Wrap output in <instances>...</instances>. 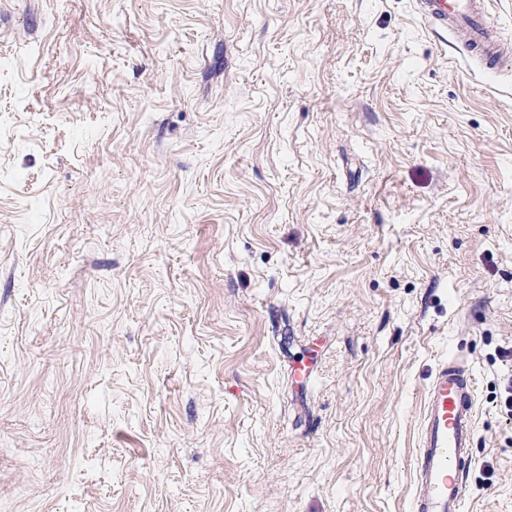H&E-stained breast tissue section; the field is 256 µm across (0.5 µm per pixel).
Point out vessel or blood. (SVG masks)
Returning <instances> with one entry per match:
<instances>
[{"label":"vessel or blood","instance_id":"1","mask_svg":"<svg viewBox=\"0 0 512 512\" xmlns=\"http://www.w3.org/2000/svg\"><path fill=\"white\" fill-rule=\"evenodd\" d=\"M486 4L487 0H417L424 21L444 32L463 30L470 57L484 70L495 71L512 57V43L489 24ZM475 435L471 377L457 361H444L428 387L421 419L414 512H462Z\"/></svg>","mask_w":512,"mask_h":512}]
</instances>
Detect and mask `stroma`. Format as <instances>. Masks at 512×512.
Returning <instances> with one entry per match:
<instances>
[{
    "instance_id": "obj_1",
    "label": "stroma",
    "mask_w": 512,
    "mask_h": 512,
    "mask_svg": "<svg viewBox=\"0 0 512 512\" xmlns=\"http://www.w3.org/2000/svg\"><path fill=\"white\" fill-rule=\"evenodd\" d=\"M512 61L416 0H0V512H512ZM415 468V512H461L476 435L471 377L444 361L428 387Z\"/></svg>"
}]
</instances>
